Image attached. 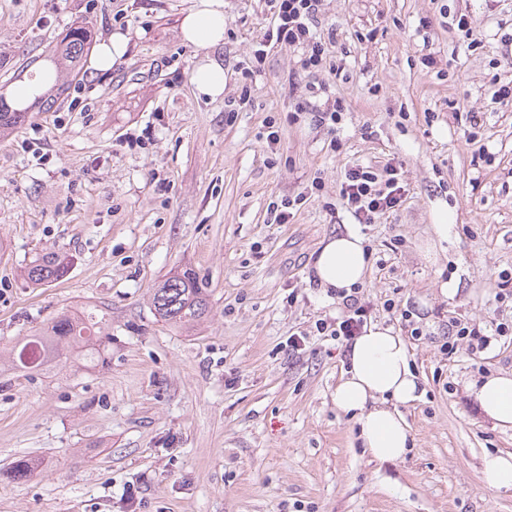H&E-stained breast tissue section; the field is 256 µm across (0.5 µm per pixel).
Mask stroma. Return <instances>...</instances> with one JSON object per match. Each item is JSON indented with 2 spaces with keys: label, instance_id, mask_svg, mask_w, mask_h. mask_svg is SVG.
I'll use <instances>...</instances> for the list:
<instances>
[{
  "label": "stroma",
  "instance_id": "stroma-1",
  "mask_svg": "<svg viewBox=\"0 0 512 512\" xmlns=\"http://www.w3.org/2000/svg\"><path fill=\"white\" fill-rule=\"evenodd\" d=\"M190 4L0 0L7 100L54 65L70 28L97 43L129 37L111 71L56 74L54 106L34 101L0 137V354L64 310L97 307L112 334L91 365L0 373V512H512V489L480 475L484 454L512 453V430L465 390L512 373V340L440 351L449 317L484 325L512 310L496 297L512 274V101L494 95L512 81V0H322L316 33L336 38L328 65L302 69L300 49L274 46L248 86L241 70L273 9L224 0L214 101L191 83L201 53L181 38ZM456 14L472 18L477 45ZM336 102L340 124L318 125ZM391 160L401 206L356 223L339 196L345 168ZM285 200L292 218L275 223ZM347 232L372 250V323L401 331L382 308L394 298L423 331L406 341L423 390L401 408L414 443L394 463L372 460L337 410L345 346L315 329L344 307L314 261ZM51 251L71 256L66 276L32 285L23 268ZM185 268L209 303L190 330L149 301ZM22 456L34 469L11 480Z\"/></svg>",
  "mask_w": 512,
  "mask_h": 512
}]
</instances>
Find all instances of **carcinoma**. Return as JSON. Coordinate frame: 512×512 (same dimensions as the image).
Here are the masks:
<instances>
[{"label": "carcinoma", "instance_id": "cac0c4a2", "mask_svg": "<svg viewBox=\"0 0 512 512\" xmlns=\"http://www.w3.org/2000/svg\"><path fill=\"white\" fill-rule=\"evenodd\" d=\"M91 44L90 29L76 27L56 45L55 57L74 71ZM27 118L28 113L11 109L0 96V134L16 129ZM69 264L68 257L47 252L30 262L25 269L26 278L34 285L52 283L67 274ZM151 303L162 320L186 329L193 327L208 312V302L196 272L189 268L174 273L152 288ZM109 336L103 318L94 311L88 310L81 317L62 313L38 333L15 345L10 352L9 363L13 369H39L77 345L84 347L86 358L92 360Z\"/></svg>", "mask_w": 512, "mask_h": 512}]
</instances>
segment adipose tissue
<instances>
[{"label": "adipose tissue", "mask_w": 512, "mask_h": 512, "mask_svg": "<svg viewBox=\"0 0 512 512\" xmlns=\"http://www.w3.org/2000/svg\"><path fill=\"white\" fill-rule=\"evenodd\" d=\"M225 28L224 0H194L181 20L183 41L205 52L223 44ZM367 264L362 238L348 232L326 240L314 272L322 288L348 290L363 283ZM347 355L349 368L333 396L337 408L353 414L372 459H402L413 436L399 407L416 401L420 389L404 340L391 328L372 325ZM466 390L496 426L512 429V374L488 376Z\"/></svg>", "instance_id": "obj_1"}]
</instances>
